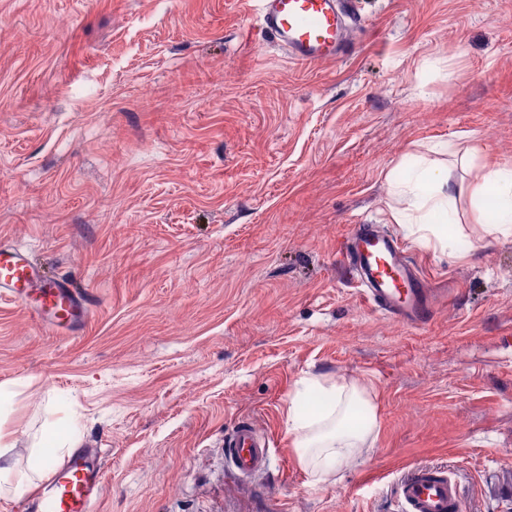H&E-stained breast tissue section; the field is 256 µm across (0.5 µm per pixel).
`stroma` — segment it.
Returning <instances> with one entry per match:
<instances>
[{"label": "stroma", "instance_id": "obj_1", "mask_svg": "<svg viewBox=\"0 0 512 512\" xmlns=\"http://www.w3.org/2000/svg\"><path fill=\"white\" fill-rule=\"evenodd\" d=\"M252 0H0V242L99 297L56 336L0 301V466L48 425L107 454L98 512H396L410 468L512 512V235L477 192L512 169V0H365L349 57L301 65ZM461 186L454 254L390 217L411 156ZM377 224L439 292L375 311L340 248ZM353 381L377 439L314 483L286 432L301 382ZM251 422L267 467L235 474ZM226 455L243 478L262 470L270 459V444L248 422H239L224 439Z\"/></svg>", "mask_w": 512, "mask_h": 512}]
</instances>
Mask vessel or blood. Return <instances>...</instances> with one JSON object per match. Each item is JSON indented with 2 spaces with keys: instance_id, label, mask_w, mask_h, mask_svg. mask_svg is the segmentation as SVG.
<instances>
[{
  "instance_id": "vessel-or-blood-1",
  "label": "vessel or blood",
  "mask_w": 512,
  "mask_h": 512,
  "mask_svg": "<svg viewBox=\"0 0 512 512\" xmlns=\"http://www.w3.org/2000/svg\"><path fill=\"white\" fill-rule=\"evenodd\" d=\"M258 22L288 57L311 65L346 56L347 15L338 0H260ZM344 258L365 298L376 311L410 326L428 322L435 296L408 260L398 240L366 224L353 225ZM0 298L19 303L41 328L56 334L78 332L90 317L94 296L60 277L47 276L25 250L0 246ZM226 455L242 477L262 470L270 444L248 422L224 440ZM105 492L103 451L76 449L49 465L41 490L22 501V512H96ZM399 512H465L463 495L447 471L418 467L397 486Z\"/></svg>"
}]
</instances>
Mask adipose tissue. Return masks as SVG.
Returning <instances> with one entry per match:
<instances>
[{
	"label": "adipose tissue",
	"mask_w": 512,
	"mask_h": 512,
	"mask_svg": "<svg viewBox=\"0 0 512 512\" xmlns=\"http://www.w3.org/2000/svg\"><path fill=\"white\" fill-rule=\"evenodd\" d=\"M407 191L390 209L395 223H407L410 213H417L418 223L427 225L441 248L453 249L454 237L448 232L457 221L456 202L459 187L452 182L450 170L442 163L416 162L406 178ZM480 190L490 197L496 209V222L489 225L492 234H512V169L490 168L484 171ZM307 395L299 388L291 393L287 432L300 464L314 482L331 481L342 464L357 457L373 436L375 420L365 417L354 423L352 412L362 403L363 392L356 385L339 382L324 389V406L310 414H298L299 404Z\"/></svg>",
	"instance_id": "adipose-tissue-1"
}]
</instances>
